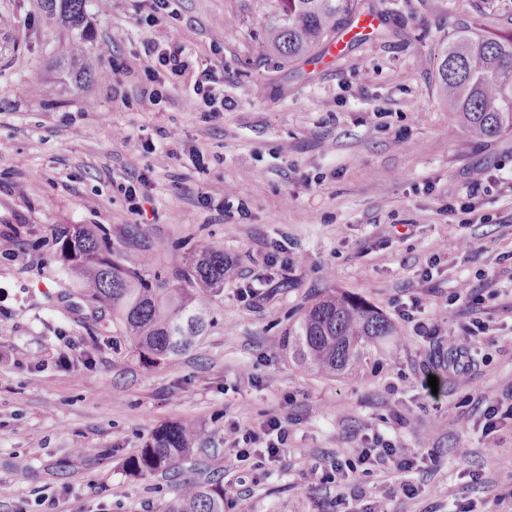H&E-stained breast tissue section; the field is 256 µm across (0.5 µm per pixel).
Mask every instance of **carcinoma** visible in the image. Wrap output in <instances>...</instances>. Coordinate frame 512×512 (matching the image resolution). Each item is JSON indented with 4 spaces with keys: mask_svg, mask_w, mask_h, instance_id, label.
Returning a JSON list of instances; mask_svg holds the SVG:
<instances>
[{
    "mask_svg": "<svg viewBox=\"0 0 512 512\" xmlns=\"http://www.w3.org/2000/svg\"><path fill=\"white\" fill-rule=\"evenodd\" d=\"M86 3L45 0L48 11L73 29L82 24ZM279 6L270 39L286 62L319 60L335 34L363 14L359 0H279ZM438 71L448 104L472 136L493 140L512 131V33L486 38L461 28L448 42ZM56 241L80 295L112 314V323L148 366L193 347L230 271L224 249L202 243L182 268L149 280L114 257L109 230L101 224H68L57 229ZM391 335L392 325L381 313L354 297L330 292L304 311L282 345L302 367L334 376L355 369L370 342ZM202 439V428L193 420L167 422L124 467L141 478L173 471ZM165 512H224V484L215 475L185 477Z\"/></svg>",
    "mask_w": 512,
    "mask_h": 512,
    "instance_id": "1",
    "label": "carcinoma"
}]
</instances>
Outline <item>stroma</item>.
<instances>
[{"mask_svg":"<svg viewBox=\"0 0 512 512\" xmlns=\"http://www.w3.org/2000/svg\"><path fill=\"white\" fill-rule=\"evenodd\" d=\"M370 3L381 25L343 32L348 49L327 65L269 49L276 0H173L153 22L150 0H88L78 30L44 0H0V512H41L44 494L56 512H164L176 477L134 478L123 462L178 419L203 428L197 457L223 479L224 512H329L336 486L307 484L303 470L373 435L433 459L413 475L419 496L377 468L360 479L364 500L387 496L390 512H512V420L486 432L480 397L512 399V263L501 258L512 249V133L469 138L438 73L459 25L511 31L512 0ZM72 43L93 74L78 85L59 63ZM159 43L181 46L183 66L157 84L143 67ZM116 64L126 67L117 84ZM206 64L220 112L192 91ZM478 167L489 189L473 214L449 213ZM142 175L143 222L121 191ZM66 224L106 225L123 264L148 272L180 268L200 242L222 247L232 270L196 346L143 368L66 274L51 232ZM130 226L147 249L127 245ZM277 240L295 260L285 280L267 264ZM247 283L255 301L239 296ZM461 288L476 304L454 301ZM331 290L395 329L344 378L302 370L279 342ZM415 297L442 343L469 320L494 326L469 343L470 387L400 316ZM248 373L255 384L241 386ZM272 415L288 420L287 449L276 465L244 467L225 432Z\"/></svg>","mask_w":512,"mask_h":512,"instance_id":"1","label":"stroma"}]
</instances>
